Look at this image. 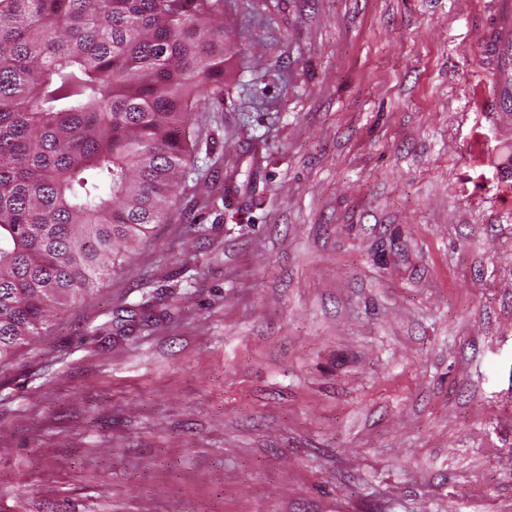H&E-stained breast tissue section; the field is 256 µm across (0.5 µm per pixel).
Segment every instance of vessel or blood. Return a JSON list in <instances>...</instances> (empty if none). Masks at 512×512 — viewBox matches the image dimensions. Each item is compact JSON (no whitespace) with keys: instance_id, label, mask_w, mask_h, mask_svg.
I'll return each mask as SVG.
<instances>
[{"instance_id":"b4317fda","label":"vessel or blood","mask_w":512,"mask_h":512,"mask_svg":"<svg viewBox=\"0 0 512 512\" xmlns=\"http://www.w3.org/2000/svg\"><path fill=\"white\" fill-rule=\"evenodd\" d=\"M481 56L497 86L495 109H512V0H487Z\"/></svg>"}]
</instances>
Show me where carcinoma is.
I'll list each match as a JSON object with an SVG mask.
<instances>
[{
  "label": "carcinoma",
  "instance_id": "obj_1",
  "mask_svg": "<svg viewBox=\"0 0 512 512\" xmlns=\"http://www.w3.org/2000/svg\"><path fill=\"white\" fill-rule=\"evenodd\" d=\"M224 0H0V368L163 224ZM193 81L188 82L185 76Z\"/></svg>",
  "mask_w": 512,
  "mask_h": 512
}]
</instances>
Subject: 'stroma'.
Here are the masks:
<instances>
[{"label":"stroma","instance_id":"obj_1","mask_svg":"<svg viewBox=\"0 0 512 512\" xmlns=\"http://www.w3.org/2000/svg\"><path fill=\"white\" fill-rule=\"evenodd\" d=\"M483 11L224 0L169 220L0 369V512H512Z\"/></svg>","mask_w":512,"mask_h":512}]
</instances>
